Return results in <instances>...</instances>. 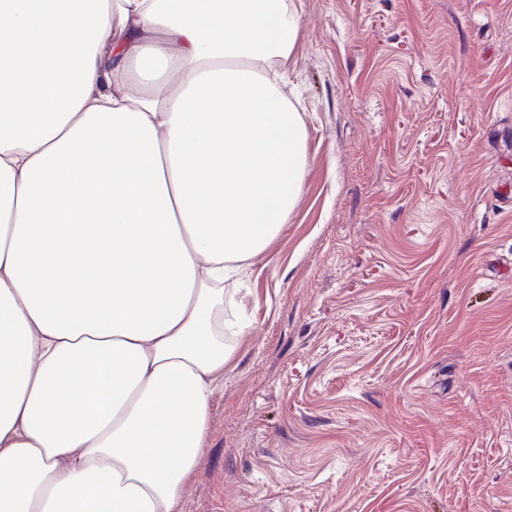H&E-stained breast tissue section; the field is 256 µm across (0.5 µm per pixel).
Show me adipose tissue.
<instances>
[{
	"label": "adipose tissue",
	"instance_id": "1",
	"mask_svg": "<svg viewBox=\"0 0 512 512\" xmlns=\"http://www.w3.org/2000/svg\"><path fill=\"white\" fill-rule=\"evenodd\" d=\"M297 29L292 0H0V512H178L224 282L303 189L251 66Z\"/></svg>",
	"mask_w": 512,
	"mask_h": 512
}]
</instances>
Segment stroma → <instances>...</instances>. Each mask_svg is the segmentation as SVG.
I'll return each instance as SVG.
<instances>
[{"label": "stroma", "instance_id": "1", "mask_svg": "<svg viewBox=\"0 0 512 512\" xmlns=\"http://www.w3.org/2000/svg\"><path fill=\"white\" fill-rule=\"evenodd\" d=\"M295 6L303 193L184 512H512V0Z\"/></svg>", "mask_w": 512, "mask_h": 512}]
</instances>
